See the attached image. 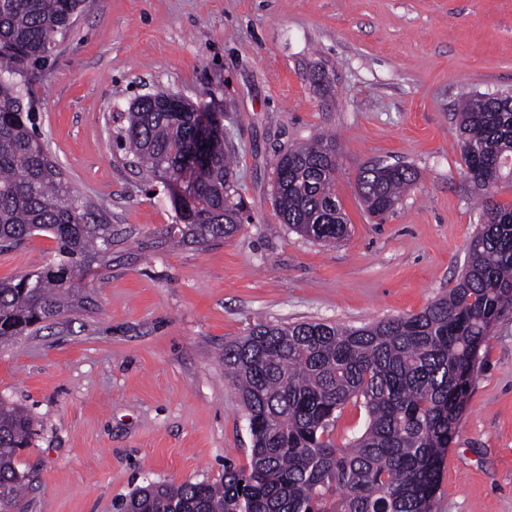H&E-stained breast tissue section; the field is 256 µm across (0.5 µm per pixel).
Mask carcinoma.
Here are the masks:
<instances>
[{"label": "carcinoma", "instance_id": "obj_1", "mask_svg": "<svg viewBox=\"0 0 512 512\" xmlns=\"http://www.w3.org/2000/svg\"><path fill=\"white\" fill-rule=\"evenodd\" d=\"M85 0H0V246L36 235L56 243L57 264L0 281V342L88 302L81 281L112 260L105 207L78 193L51 159L16 78L45 62ZM194 105L159 92L137 99L119 140L164 182L181 244L233 237L240 201L224 128L213 113L190 195L175 190L197 134ZM464 172L481 199V224L456 284L417 314L361 326L257 324L224 343V377L240 394L252 438L249 465L224 462L216 482H152L118 512H432L441 465L480 349L512 315V206L494 199L512 183V95L464 97L458 112ZM419 178L409 165L370 164L358 175L369 213L394 211ZM336 142L299 143L275 161L282 223L307 239L348 232L336 195ZM365 410L364 430L339 444L345 405ZM34 419L0 401V512H12L28 476L18 457Z\"/></svg>", "mask_w": 512, "mask_h": 512}]
</instances>
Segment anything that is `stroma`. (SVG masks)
<instances>
[{"instance_id": "obj_1", "label": "stroma", "mask_w": 512, "mask_h": 512, "mask_svg": "<svg viewBox=\"0 0 512 512\" xmlns=\"http://www.w3.org/2000/svg\"><path fill=\"white\" fill-rule=\"evenodd\" d=\"M323 68L328 87L314 85ZM36 129L68 182L112 215V263L92 304L0 343V400L34 418L15 512H117L151 482L216 481L244 466L246 410L225 342L261 323L359 326L445 294L479 225L456 112L512 92V0H86L26 78ZM160 91L224 115L243 222L228 240L175 245L167 186L115 138ZM335 137L347 235L324 244L282 224L274 162ZM408 164L413 191L385 222L356 175ZM52 239L0 251V279L52 265ZM432 512H512V315L480 351Z\"/></svg>"}]
</instances>
